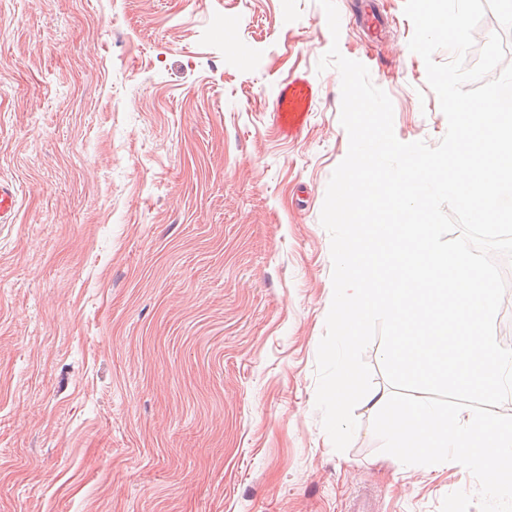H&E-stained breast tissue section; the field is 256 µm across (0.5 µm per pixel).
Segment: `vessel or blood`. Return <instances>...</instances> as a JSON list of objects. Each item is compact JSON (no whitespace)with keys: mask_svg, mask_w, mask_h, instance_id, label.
<instances>
[{"mask_svg":"<svg viewBox=\"0 0 512 512\" xmlns=\"http://www.w3.org/2000/svg\"><path fill=\"white\" fill-rule=\"evenodd\" d=\"M318 98V87L305 73L293 72L279 81L272 100V121L279 132L299 136Z\"/></svg>","mask_w":512,"mask_h":512,"instance_id":"1","label":"vessel or blood"}]
</instances>
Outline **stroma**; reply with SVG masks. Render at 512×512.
Masks as SVG:
<instances>
[{
    "label": "stroma",
    "mask_w": 512,
    "mask_h": 512,
    "mask_svg": "<svg viewBox=\"0 0 512 512\" xmlns=\"http://www.w3.org/2000/svg\"><path fill=\"white\" fill-rule=\"evenodd\" d=\"M0 0V512H441L462 466L403 465L315 405L327 186L349 139L331 44L404 143L447 120L405 0ZM307 73L304 131L272 126ZM319 98V88L303 72L290 73L278 82L272 100V121L288 138L299 136Z\"/></svg>",
    "instance_id": "35a3bbf8"
}]
</instances>
